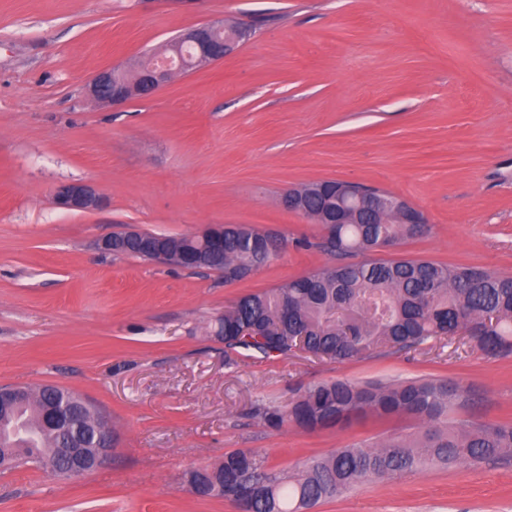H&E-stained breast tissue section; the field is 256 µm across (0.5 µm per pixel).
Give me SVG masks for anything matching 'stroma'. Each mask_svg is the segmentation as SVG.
Here are the masks:
<instances>
[{
    "mask_svg": "<svg viewBox=\"0 0 512 512\" xmlns=\"http://www.w3.org/2000/svg\"><path fill=\"white\" fill-rule=\"evenodd\" d=\"M222 18L255 30L233 55L120 108L89 96L100 70ZM323 180L387 190L425 216L382 258L512 276V0H0V386L78 393L115 435L76 479L0 470V512H238L190 493L188 473L242 450L292 475L417 432L405 418L274 429L255 414L330 380L448 379L473 398L454 420L512 421V355L458 336L342 363H227L225 307L331 264L294 245L320 225L280 204ZM72 182L104 206L57 208ZM209 224L289 244L236 282L99 247L117 231ZM312 512H512V462L371 478Z\"/></svg>",
    "mask_w": 512,
    "mask_h": 512,
    "instance_id": "obj_1",
    "label": "stroma"
}]
</instances>
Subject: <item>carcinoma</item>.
<instances>
[{
  "instance_id": "1",
  "label": "carcinoma",
  "mask_w": 512,
  "mask_h": 512,
  "mask_svg": "<svg viewBox=\"0 0 512 512\" xmlns=\"http://www.w3.org/2000/svg\"><path fill=\"white\" fill-rule=\"evenodd\" d=\"M298 206L311 220L336 208L332 190L297 191ZM339 246L331 250L324 240L296 241L336 258L304 276L275 288L240 297L224 309L218 336L224 354L240 358L259 354L285 357L301 351L334 362L416 348L430 339L464 334L493 356L512 352V277L474 267L423 259H364L357 256L396 246L423 231L420 224L399 222L379 208L358 212V222L323 224ZM266 243L267 230L244 224H226L215 240L196 236H168L174 251H215L218 260L198 266L224 274V280L242 279L273 260L264 250H253L249 239ZM64 391L50 385L26 389V396L10 412H0V454L14 463L29 459L61 477L59 449L67 437L45 428V407ZM468 401L467 390L446 379L417 380L389 385H357L346 380L305 389L284 409L267 407L259 416L270 427L294 424L314 431L342 427L354 420L405 417L422 430L407 440L390 437L380 449L341 448L310 460L301 474L285 479L271 472L265 458L247 451L224 454L211 467L192 471L191 493L200 498L246 487L253 491L247 512H300L331 499L369 477L414 471L428 464L457 466L512 456V423L450 422L449 413ZM100 409L79 401L76 418L79 440L94 444ZM23 422L28 434L11 428Z\"/></svg>"
}]
</instances>
